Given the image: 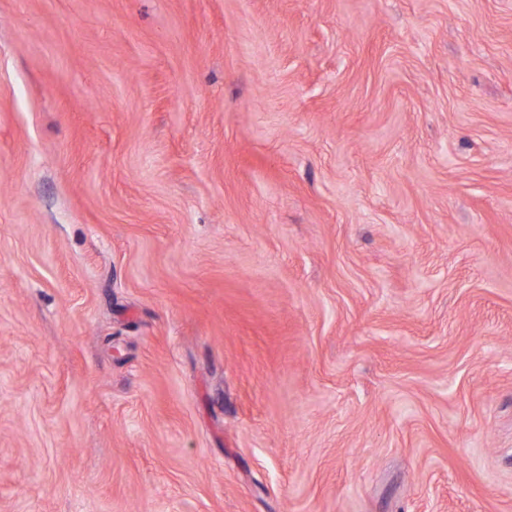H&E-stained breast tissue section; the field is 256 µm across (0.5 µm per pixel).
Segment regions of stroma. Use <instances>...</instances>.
<instances>
[{"instance_id":"1","label":"stroma","mask_w":512,"mask_h":512,"mask_svg":"<svg viewBox=\"0 0 512 512\" xmlns=\"http://www.w3.org/2000/svg\"><path fill=\"white\" fill-rule=\"evenodd\" d=\"M0 512H512V0H0Z\"/></svg>"}]
</instances>
